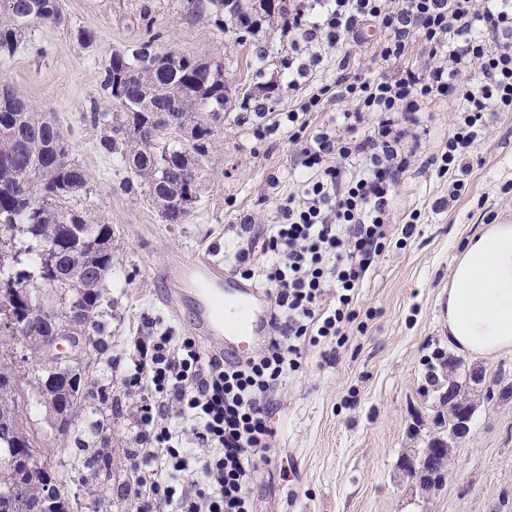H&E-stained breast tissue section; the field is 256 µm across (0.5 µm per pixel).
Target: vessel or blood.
I'll list each match as a JSON object with an SVG mask.
<instances>
[{"label":"vessel or blood","instance_id":"1","mask_svg":"<svg viewBox=\"0 0 512 512\" xmlns=\"http://www.w3.org/2000/svg\"><path fill=\"white\" fill-rule=\"evenodd\" d=\"M163 280L171 303H178L186 292L195 294L196 335L225 353L248 355L265 335L269 312L264 294L222 263L206 256L183 259Z\"/></svg>","mask_w":512,"mask_h":512}]
</instances>
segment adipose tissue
<instances>
[{"label":"adipose tissue","mask_w":512,"mask_h":512,"mask_svg":"<svg viewBox=\"0 0 512 512\" xmlns=\"http://www.w3.org/2000/svg\"><path fill=\"white\" fill-rule=\"evenodd\" d=\"M448 341L462 352L512 348V224L469 237L448 287Z\"/></svg>","instance_id":"obj_1"}]
</instances>
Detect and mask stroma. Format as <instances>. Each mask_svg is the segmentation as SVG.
Returning a JSON list of instances; mask_svg holds the SVG:
<instances>
[{
	"instance_id": "stroma-1",
	"label": "stroma",
	"mask_w": 512,
	"mask_h": 512,
	"mask_svg": "<svg viewBox=\"0 0 512 512\" xmlns=\"http://www.w3.org/2000/svg\"><path fill=\"white\" fill-rule=\"evenodd\" d=\"M61 6V23L26 30L14 53L0 57V84L48 113L69 143L70 160L88 171L86 191L67 199L66 207L116 230L102 300L104 349L92 353L84 374L107 388L112 405L102 413L87 409L65 441L55 440L44 406L32 402L21 412L35 432L36 458L63 475L94 444L90 423L104 419L111 482H69L65 488L76 502L100 500V512H131L123 490L137 399L125 394L121 378L132 338L146 316L176 335H193L190 309L174 310L164 299L161 273L175 255L220 261L237 245L241 215L276 222L267 179L277 177L288 190L292 147L286 134L260 141L253 128L258 112L292 105V51L282 22L262 24L245 38L239 29L222 31L194 17L190 0H61ZM81 28L93 30L96 41L80 43ZM142 41L161 54L177 51L224 65L229 104L203 164L199 202L182 224L163 223L147 199L119 190L129 169L96 150V132L83 119L94 100L101 111H112L98 75L114 51ZM473 165L468 193L440 211L433 204L447 197L448 184L434 172L415 166L398 187L402 209L422 208L423 222L405 245L387 248L370 272L358 298L359 310L372 314L364 329H351L335 359L307 352L288 378L273 416V454L287 476L263 474L254 488L257 512H512V398L477 401L469 433L438 487L421 491L398 470L402 454L423 447L436 429L439 395L426 381L427 356H457L465 367H482L490 384H512V349L459 353L444 322L449 275L462 242L487 219L512 224V192L503 191L512 181V112L489 116Z\"/></svg>"
}]
</instances>
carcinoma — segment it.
<instances>
[{
  "label": "carcinoma",
  "mask_w": 512,
  "mask_h": 512,
  "mask_svg": "<svg viewBox=\"0 0 512 512\" xmlns=\"http://www.w3.org/2000/svg\"><path fill=\"white\" fill-rule=\"evenodd\" d=\"M195 16L224 28V0H191ZM286 0H265L262 17L283 15ZM60 0H3L0 56L12 54L34 23H59ZM102 94L119 106L91 103L84 120L97 132V149L119 156L132 177L126 195L150 199L167 224H182L197 202V181L217 125L224 122V64L195 55L158 54L148 42L112 54L100 74ZM190 130L192 149L161 145L159 129ZM56 124L22 95L0 90V334L44 355L43 337L102 335L101 288L112 267L110 224H92L62 206L86 190V169L68 159ZM83 273L76 276L72 265ZM30 382L0 369V512H72L56 472L29 455L32 434L18 405L33 397L50 409L52 428L65 440L88 404L108 405L106 389L83 374L48 364L32 394ZM98 478L112 459L97 450L83 463Z\"/></svg>",
  "instance_id": "cac0c4a2"
}]
</instances>
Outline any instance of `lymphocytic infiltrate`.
<instances>
[{
  "instance_id": "f902f5d3",
  "label": "lymphocytic infiltrate",
  "mask_w": 512,
  "mask_h": 512,
  "mask_svg": "<svg viewBox=\"0 0 512 512\" xmlns=\"http://www.w3.org/2000/svg\"><path fill=\"white\" fill-rule=\"evenodd\" d=\"M285 25L297 59L288 87L302 94L254 133L287 128L302 176L279 195L276 223L241 218L232 264L264 289L270 332L260 351L240 358L202 353L194 337L144 321L122 378L139 398L124 488L134 512H255L256 457L273 446L284 380L306 348L345 343L394 219L408 237L421 218L396 208V188L421 157V112L445 104L453 114L447 138L421 157L449 177L452 202L470 185L488 113L512 112V0H288ZM372 25L381 34L364 43ZM343 42L367 63L344 55L335 85L300 87ZM417 49L427 58L420 69L407 62ZM331 105L335 118L319 120ZM259 249L271 256L262 266Z\"/></svg>"
}]
</instances>
